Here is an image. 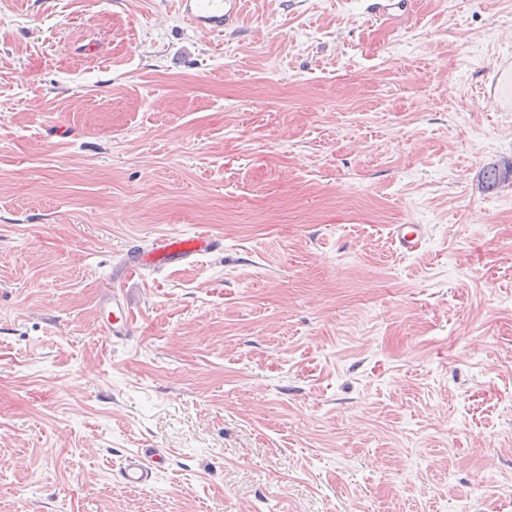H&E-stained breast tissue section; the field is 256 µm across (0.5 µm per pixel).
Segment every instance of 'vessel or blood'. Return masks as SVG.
I'll return each mask as SVG.
<instances>
[{
	"mask_svg": "<svg viewBox=\"0 0 512 512\" xmlns=\"http://www.w3.org/2000/svg\"><path fill=\"white\" fill-rule=\"evenodd\" d=\"M241 0H177L180 15L191 27L208 34H220L234 28L240 16ZM482 95L490 111H512V54L500 57L488 70ZM400 249L414 253L421 249L426 228L421 224H400L394 229ZM220 243L203 232L175 234L152 244L139 247L118 262L112 275V287L104 293L100 302L101 328L106 336L122 340L129 336L134 321L133 310L125 296L127 281L144 268H166L190 262L197 257L218 249ZM165 458L152 454L127 457L119 475L129 487L138 488L146 484L155 468L161 467Z\"/></svg>",
	"mask_w": 512,
	"mask_h": 512,
	"instance_id": "1",
	"label": "vessel or blood"
}]
</instances>
